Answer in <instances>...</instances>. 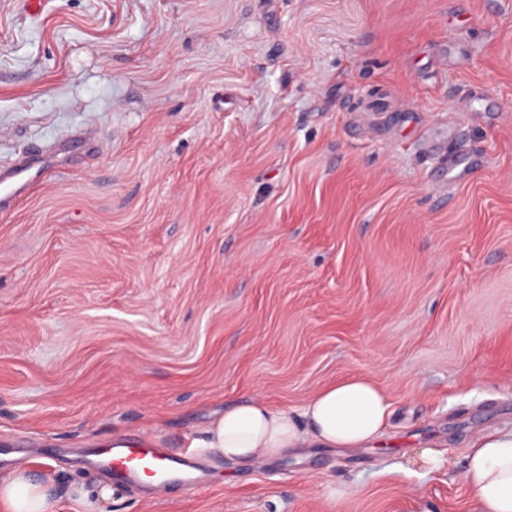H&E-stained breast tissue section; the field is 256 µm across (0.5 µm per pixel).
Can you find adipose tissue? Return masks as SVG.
Returning <instances> with one entry per match:
<instances>
[{"label":"adipose tissue","instance_id":"adipose-tissue-1","mask_svg":"<svg viewBox=\"0 0 512 512\" xmlns=\"http://www.w3.org/2000/svg\"><path fill=\"white\" fill-rule=\"evenodd\" d=\"M387 393L366 377L345 378L315 392L292 414L260 398L226 408L208 428V447L233 462L259 463L298 448H363L382 440ZM52 464L0 474V512H52ZM462 479L474 512H512V426L475 436Z\"/></svg>","mask_w":512,"mask_h":512}]
</instances>
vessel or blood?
Here are the masks:
<instances>
[{"label":"vessel or blood","mask_w":512,"mask_h":512,"mask_svg":"<svg viewBox=\"0 0 512 512\" xmlns=\"http://www.w3.org/2000/svg\"><path fill=\"white\" fill-rule=\"evenodd\" d=\"M477 164L478 158L472 153L449 156L448 177L454 181L464 180ZM34 180L26 166L0 170V206L23 193ZM86 459L91 468L109 470L133 482L148 477L163 485L173 483L189 488L197 481L191 451L172 454L140 440H126L118 446L106 443L87 449Z\"/></svg>","instance_id":"vessel-or-blood-1"}]
</instances>
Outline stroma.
<instances>
[{
    "label": "stroma",
    "mask_w": 512,
    "mask_h": 512,
    "mask_svg": "<svg viewBox=\"0 0 512 512\" xmlns=\"http://www.w3.org/2000/svg\"><path fill=\"white\" fill-rule=\"evenodd\" d=\"M20 160L50 168L0 208V448L54 462V512H468L471 437L512 425V0H0ZM350 376L383 447L199 448L190 494L80 459ZM477 165L478 158L473 153L464 156L451 155L448 157V178L454 181L464 180Z\"/></svg>",
    "instance_id": "1"
}]
</instances>
